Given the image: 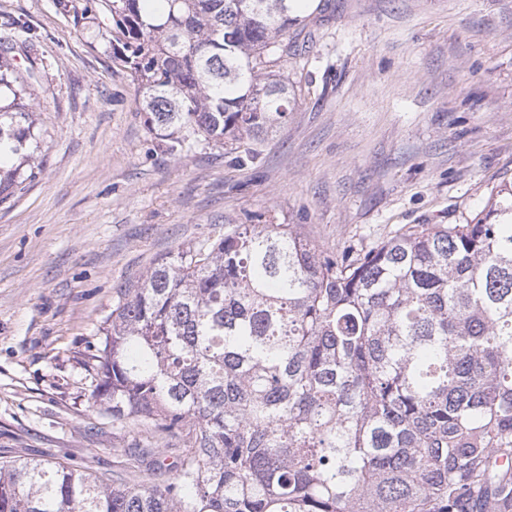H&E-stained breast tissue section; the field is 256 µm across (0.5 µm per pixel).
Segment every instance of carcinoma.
<instances>
[{
    "label": "carcinoma",
    "instance_id": "carcinoma-1",
    "mask_svg": "<svg viewBox=\"0 0 512 512\" xmlns=\"http://www.w3.org/2000/svg\"><path fill=\"white\" fill-rule=\"evenodd\" d=\"M305 0H87L175 154L258 138L295 104ZM0 40V202L35 177L34 61ZM467 224L340 257L238 224L117 292L89 401L163 442L112 483L0 467V512H512V183Z\"/></svg>",
    "mask_w": 512,
    "mask_h": 512
}]
</instances>
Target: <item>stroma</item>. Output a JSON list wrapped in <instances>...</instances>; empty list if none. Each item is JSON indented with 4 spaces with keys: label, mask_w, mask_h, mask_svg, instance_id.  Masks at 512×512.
Returning a JSON list of instances; mask_svg holds the SVG:
<instances>
[{
    "label": "stroma",
    "mask_w": 512,
    "mask_h": 512,
    "mask_svg": "<svg viewBox=\"0 0 512 512\" xmlns=\"http://www.w3.org/2000/svg\"><path fill=\"white\" fill-rule=\"evenodd\" d=\"M284 71L296 102L272 132L171 154L83 0H0L36 39L41 171L0 203V463L105 477L143 428L88 402L87 361L116 291L161 259L269 215L320 249L413 224H463L512 183V0H315Z\"/></svg>",
    "instance_id": "stroma-1"
}]
</instances>
